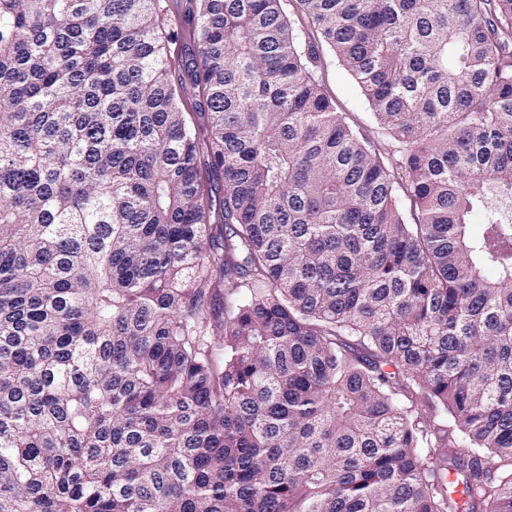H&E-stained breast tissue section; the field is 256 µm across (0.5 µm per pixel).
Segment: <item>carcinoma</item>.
<instances>
[{"label": "carcinoma", "mask_w": 512, "mask_h": 512, "mask_svg": "<svg viewBox=\"0 0 512 512\" xmlns=\"http://www.w3.org/2000/svg\"><path fill=\"white\" fill-rule=\"evenodd\" d=\"M287 2L202 141L162 0H0V512H512V0ZM323 55L328 65L319 71L320 84L335 103L336 110L348 113V122L362 126L371 139L381 140L380 131L372 120L371 110L358 84L327 57L324 47ZM174 67L175 71L172 70V75L183 103L182 110L188 113L186 115L187 119L190 124H192V122L195 124L197 132L201 133V136L206 135L207 127L204 124L203 118L201 115L196 114V112H202L199 107L200 102L203 101L202 91L197 86L192 85L188 80H184L181 85L180 82H178V74L182 77L183 72L179 71L177 63Z\"/></svg>", "instance_id": "cac0c4a2"}]
</instances>
